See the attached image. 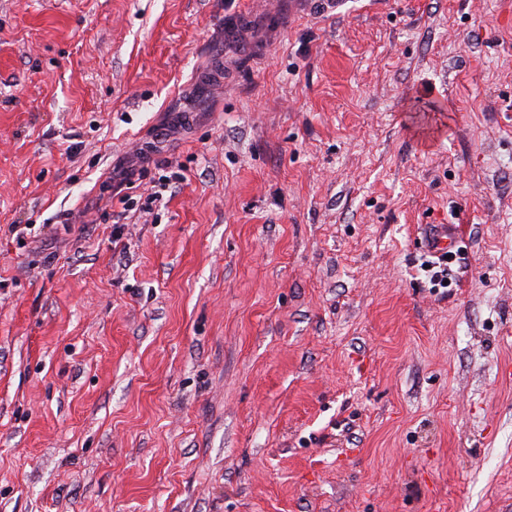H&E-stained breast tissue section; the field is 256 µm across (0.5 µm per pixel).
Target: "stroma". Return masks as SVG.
Listing matches in <instances>:
<instances>
[{
  "mask_svg": "<svg viewBox=\"0 0 512 512\" xmlns=\"http://www.w3.org/2000/svg\"><path fill=\"white\" fill-rule=\"evenodd\" d=\"M267 7L0 0V512H512V0ZM230 38L235 41L239 48L250 54L255 50L257 38V27L251 24L250 20L239 22L237 28L231 31Z\"/></svg>",
  "mask_w": 512,
  "mask_h": 512,
  "instance_id": "35a3bbf8",
  "label": "stroma"
}]
</instances>
